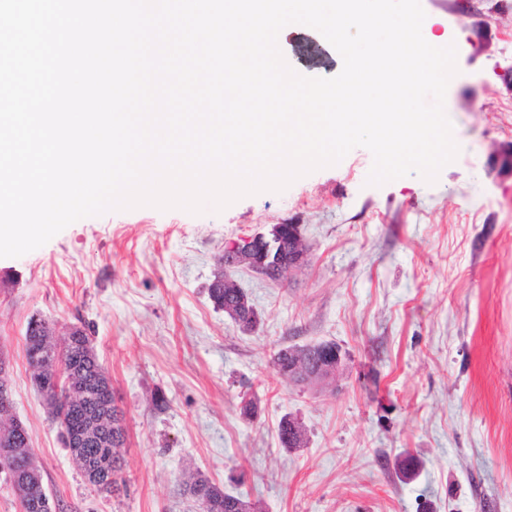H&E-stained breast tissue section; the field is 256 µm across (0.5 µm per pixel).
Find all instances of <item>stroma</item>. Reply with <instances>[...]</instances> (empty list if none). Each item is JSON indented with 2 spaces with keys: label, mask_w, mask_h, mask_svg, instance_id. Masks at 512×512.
I'll return each mask as SVG.
<instances>
[{
  "label": "stroma",
  "mask_w": 512,
  "mask_h": 512,
  "mask_svg": "<svg viewBox=\"0 0 512 512\" xmlns=\"http://www.w3.org/2000/svg\"><path fill=\"white\" fill-rule=\"evenodd\" d=\"M421 4L426 41L457 47L445 109L459 153L435 184L367 185L373 156L357 147L219 213L113 211L0 258L13 415L60 512H198L185 475L225 488L233 471L260 512H512V0ZM280 50L305 76L342 69L297 27ZM274 224L299 225L305 269L283 283L220 270L226 242ZM220 271L255 306L253 329L210 301ZM36 314L84 326L112 381L127 429L120 495L87 482L33 383ZM320 342L346 355L333 386L272 369L280 347ZM287 415L305 432L291 450L278 440Z\"/></svg>",
  "instance_id": "35a3bbf8"
}]
</instances>
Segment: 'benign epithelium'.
Masks as SVG:
<instances>
[{
  "mask_svg": "<svg viewBox=\"0 0 512 512\" xmlns=\"http://www.w3.org/2000/svg\"><path fill=\"white\" fill-rule=\"evenodd\" d=\"M307 263V252L301 242L300 225H288V233H283L282 225L274 224L266 233L243 237L224 247V265L244 266L266 280L274 281L283 271L293 272ZM224 310L241 325L246 326L255 320L247 299L232 289L227 283ZM343 364L339 347H317L301 359L296 357L288 363V369L280 372V377L290 383H312L331 386ZM6 361L0 357V409L12 411L13 399L5 373ZM36 382L55 388L53 395H43L54 420L63 421L62 441L67 448H110L112 439L105 437L102 425L105 419L103 410L91 409L104 400L113 399L112 383L103 369L94 375L71 364L61 366L57 359L48 357L38 370ZM30 439L27 429L16 421L6 431L0 432V458L16 462ZM24 472L13 469L12 484L21 496L30 494L32 485L40 481L41 473L27 458L22 462ZM87 470L105 489H112L109 471L112 469V454L101 453L95 460L87 462Z\"/></svg>",
  "mask_w": 512,
  "mask_h": 512,
  "instance_id": "benign-epithelium-1",
  "label": "benign epithelium"
}]
</instances>
